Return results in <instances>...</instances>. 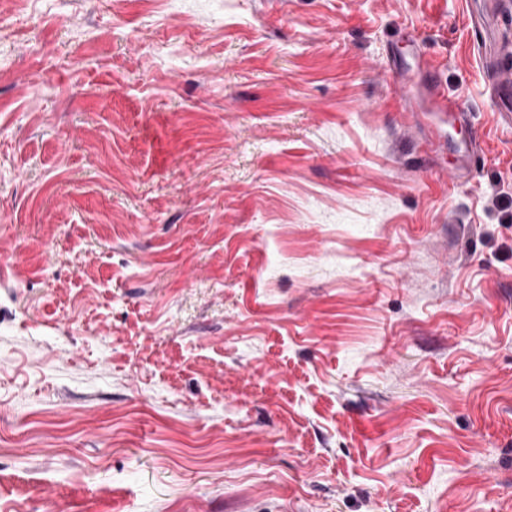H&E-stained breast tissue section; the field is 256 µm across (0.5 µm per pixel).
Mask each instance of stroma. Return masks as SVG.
I'll use <instances>...</instances> for the list:
<instances>
[{
    "label": "stroma",
    "mask_w": 512,
    "mask_h": 512,
    "mask_svg": "<svg viewBox=\"0 0 512 512\" xmlns=\"http://www.w3.org/2000/svg\"><path fill=\"white\" fill-rule=\"evenodd\" d=\"M497 2L0 0V512H512ZM427 83L429 87V102L431 112H448L455 121L467 122L470 114L464 109L456 98L449 97L441 86V82L433 66L425 62Z\"/></svg>",
    "instance_id": "obj_1"
}]
</instances>
